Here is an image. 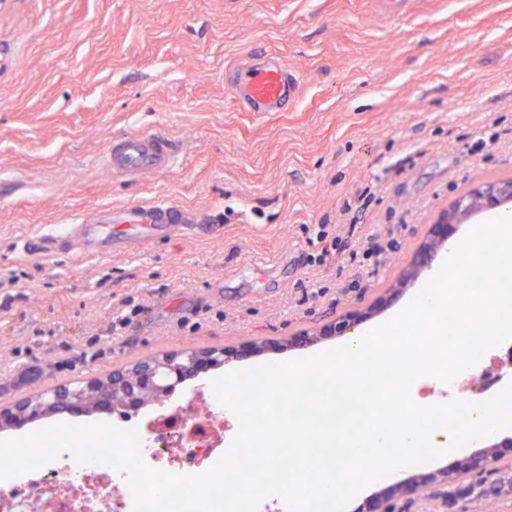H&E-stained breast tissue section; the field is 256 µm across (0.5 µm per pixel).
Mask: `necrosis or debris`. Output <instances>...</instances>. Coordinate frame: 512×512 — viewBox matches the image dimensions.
I'll list each match as a JSON object with an SVG mask.
<instances>
[{"instance_id": "obj_1", "label": "necrosis or debris", "mask_w": 512, "mask_h": 512, "mask_svg": "<svg viewBox=\"0 0 512 512\" xmlns=\"http://www.w3.org/2000/svg\"><path fill=\"white\" fill-rule=\"evenodd\" d=\"M208 416L200 431L187 435L169 420L182 413L179 404L155 409L146 421L119 429H136L137 451L151 469L177 475H202L226 455V410L214 394L205 397ZM0 512H133V495L125 471L100 462L77 463L62 454L0 486Z\"/></svg>"}]
</instances>
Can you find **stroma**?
Instances as JSON below:
<instances>
[{
    "mask_svg": "<svg viewBox=\"0 0 512 512\" xmlns=\"http://www.w3.org/2000/svg\"><path fill=\"white\" fill-rule=\"evenodd\" d=\"M273 59L304 82L248 112L229 80ZM161 130L169 173L113 176V137ZM512 178V0H0V410L184 349L225 372L328 353L285 340L373 309L457 197ZM166 201L202 228L111 254L24 253L103 207ZM405 512H512V467L463 474Z\"/></svg>",
    "mask_w": 512,
    "mask_h": 512,
    "instance_id": "stroma-1",
    "label": "stroma"
}]
</instances>
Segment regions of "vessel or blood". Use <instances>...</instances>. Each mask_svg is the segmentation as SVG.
<instances>
[{
    "label": "vessel or blood",
    "mask_w": 512,
    "mask_h": 512,
    "mask_svg": "<svg viewBox=\"0 0 512 512\" xmlns=\"http://www.w3.org/2000/svg\"><path fill=\"white\" fill-rule=\"evenodd\" d=\"M232 87L238 102L248 112H281L297 102L303 85L281 64L263 60L239 65L232 77ZM182 154L176 140L154 131L128 133L113 138L105 155V165L114 175L142 178L175 169ZM190 212L164 201L149 206H132L123 214L104 211L90 215L78 224H66L48 229L25 242V251L32 254L79 252L101 255L111 252L117 239L114 224L130 231L128 242L137 246L140 238H166L196 224Z\"/></svg>",
    "instance_id": "obj_1"
}]
</instances>
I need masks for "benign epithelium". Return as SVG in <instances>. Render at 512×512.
I'll return each mask as SVG.
<instances>
[{"label": "benign epithelium", "instance_id": "obj_1", "mask_svg": "<svg viewBox=\"0 0 512 512\" xmlns=\"http://www.w3.org/2000/svg\"><path fill=\"white\" fill-rule=\"evenodd\" d=\"M507 203H512V179L481 184L474 187L468 194L454 200L448 209L440 214L436 222L431 225L429 235L420 243L414 258L400 274L397 284L388 289L385 303H391L402 294L404 288L415 282L432 259L451 239L459 224L475 213L495 209ZM371 313L365 312L343 316L324 326L318 332L320 336L340 334L350 322L360 317L366 319ZM210 364L209 356L196 350H185L170 355L161 362L153 360L144 361L136 370L112 371V385L102 386L91 380L86 387L73 390L67 386H58L36 399L30 400L28 410L39 408L43 401L66 404L67 408L77 411L83 404L86 393H94L96 402L102 408H110L115 402L123 406L145 405L147 396L160 388L159 378L180 381L188 376V372L200 371L203 366ZM511 447L512 438L505 439L499 445H491L470 455L458 464L457 470L462 474L485 476L500 465L512 466V460L504 459L497 448ZM448 478L445 470L427 475L415 476L398 484L392 494L374 498L369 504L368 512H397V502L401 499H412L430 487L442 483Z\"/></svg>", "mask_w": 512, "mask_h": 512}]
</instances>
